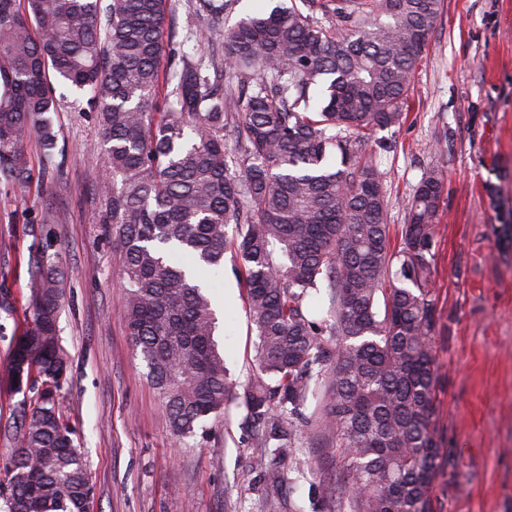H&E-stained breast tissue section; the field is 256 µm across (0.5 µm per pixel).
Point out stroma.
I'll list each match as a JSON object with an SVG mask.
<instances>
[{"mask_svg":"<svg viewBox=\"0 0 512 512\" xmlns=\"http://www.w3.org/2000/svg\"><path fill=\"white\" fill-rule=\"evenodd\" d=\"M403 111L399 126L377 134L391 226L402 224L424 169L445 180L429 289L436 421L451 463L435 484L433 512H512V242L500 232L512 218V0H444ZM53 119L54 155L37 138L26 143L28 191H0V294L11 299L0 310V427L19 399L6 373L9 348L30 325L29 282L48 233L64 280L62 407L89 467V512H321L314 490L335 484L339 470L317 431L302 437L313 468L299 474L285 462L274 478L255 467L256 432L241 408L174 442L127 335L119 259L98 222L96 116L70 99ZM213 292L226 367L247 382L256 336L232 263Z\"/></svg>","mask_w":512,"mask_h":512,"instance_id":"1","label":"stroma"}]
</instances>
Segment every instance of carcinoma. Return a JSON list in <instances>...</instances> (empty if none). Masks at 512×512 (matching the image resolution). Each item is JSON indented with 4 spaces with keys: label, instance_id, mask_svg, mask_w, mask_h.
<instances>
[{
    "label": "carcinoma",
    "instance_id": "obj_1",
    "mask_svg": "<svg viewBox=\"0 0 512 512\" xmlns=\"http://www.w3.org/2000/svg\"><path fill=\"white\" fill-rule=\"evenodd\" d=\"M178 0H0V187L31 181V135L55 148L59 98L86 97L104 145L101 223L122 265L123 318L182 444L233 405L270 453L311 466L298 426L322 394L336 512H433L436 318L428 281L444 180L427 169L389 236L388 172L372 138L402 120L443 0H290L224 30L222 53L168 36ZM238 0H192L218 26ZM164 109H156L158 95ZM52 238L30 281L31 327L9 377L31 382L3 436L0 512H86L87 462L65 423L62 289ZM242 275L253 377L230 378L210 277Z\"/></svg>",
    "mask_w": 512,
    "mask_h": 512
}]
</instances>
